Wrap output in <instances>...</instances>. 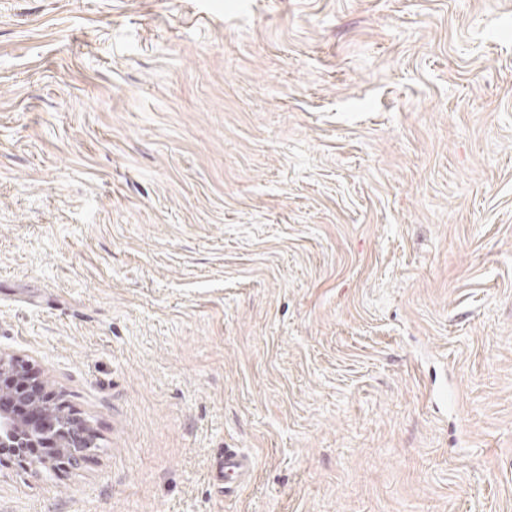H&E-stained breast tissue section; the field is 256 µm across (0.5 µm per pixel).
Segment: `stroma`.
Instances as JSON below:
<instances>
[{
    "label": "stroma",
    "instance_id": "1",
    "mask_svg": "<svg viewBox=\"0 0 512 512\" xmlns=\"http://www.w3.org/2000/svg\"><path fill=\"white\" fill-rule=\"evenodd\" d=\"M0 354V512H512V0H0ZM35 376L30 370L28 360H25L20 355H12L10 357L0 356V380L5 377H14L18 384L6 388L0 384L1 393L6 394L20 403H29L32 398L28 396L25 387L30 377ZM11 398L2 397L0 399V408L8 409L11 413H5L0 410V448H19L20 453L14 457V461L22 464L31 458H46L50 456V451L47 448H36L40 445L52 444L53 440L58 436H64L66 444L64 447L70 448L69 453L59 452L52 453V459L43 460V463H50L52 465H60L61 467L68 466L62 465L60 461L67 459L70 453H74V448H82L79 453H83L93 446L91 443V435L82 426L75 423L71 416L61 415L56 418L51 417L52 425L49 430H46L38 425H26L22 420L32 423L40 422V413L36 410L30 409L26 406H18ZM21 419H19L18 417ZM57 428V430H55ZM24 429L27 436L24 440H20L19 436H15L14 430ZM55 430V431H54ZM7 431L10 439L15 441L14 444H9L5 441L3 433ZM54 431V432H53ZM54 433L53 438H47L51 433ZM42 436V437H36ZM18 441H22L18 444ZM95 447V446H93ZM78 453V454H79ZM73 456L75 464L80 459L85 458V454ZM256 462L249 454L236 448L224 450L217 466L221 480H224L225 495L237 493L254 475Z\"/></svg>",
    "mask_w": 512,
    "mask_h": 512
}]
</instances>
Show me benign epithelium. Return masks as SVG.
Listing matches in <instances>:
<instances>
[{
	"instance_id": "7a95c632",
	"label": "benign epithelium",
	"mask_w": 512,
	"mask_h": 512,
	"mask_svg": "<svg viewBox=\"0 0 512 512\" xmlns=\"http://www.w3.org/2000/svg\"><path fill=\"white\" fill-rule=\"evenodd\" d=\"M34 376L30 370V364L20 355L10 357L0 356V380L13 377L17 384L6 388L0 384V392L20 403H28L31 397L25 391L28 379ZM52 425L46 430L41 425H26L17 416L0 410V448H36L40 445H49L54 436H63L66 439L65 447L90 448L92 447L91 435L86 429L75 423L72 417L61 415L51 418Z\"/></svg>"
}]
</instances>
